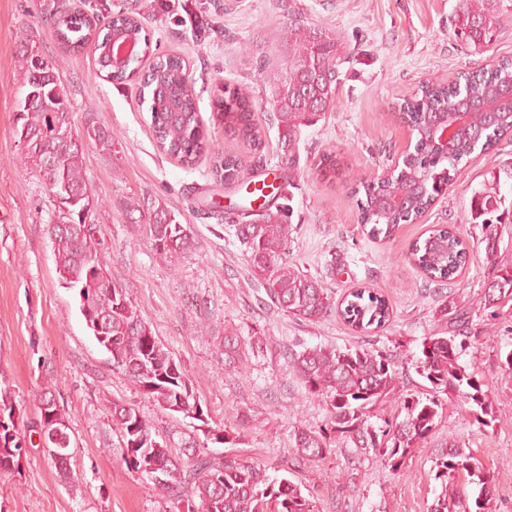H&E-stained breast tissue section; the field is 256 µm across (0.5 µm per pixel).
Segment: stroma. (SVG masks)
Segmentation results:
<instances>
[{
	"instance_id": "obj_1",
	"label": "stroma",
	"mask_w": 512,
	"mask_h": 512,
	"mask_svg": "<svg viewBox=\"0 0 512 512\" xmlns=\"http://www.w3.org/2000/svg\"><path fill=\"white\" fill-rule=\"evenodd\" d=\"M42 0H0V381L8 385L14 420L26 447L19 464L0 475V512H170L140 473L123 461L110 406L119 400L139 408L157 435L194 438L208 453H228L264 464L269 474L291 456L297 425L321 426L323 402L308 398L288 368L293 345L355 344L357 335L338 316L299 322L272 304L246 271L235 235L248 206L245 192L225 194L211 174L209 158L181 163L157 145L138 81L111 83L96 74L93 44L66 50L41 13ZM87 16L118 11L147 14L149 47L144 61L163 53L183 56L197 95L199 117L224 151L240 145L224 134L214 114L218 86L249 91L265 148L251 172L275 168L281 158L271 109V88L259 68L283 67L280 34L289 18L340 30L350 47L342 67L336 105L315 126L303 129L295 178L271 199L292 209L297 230L287 260L319 278L335 300L366 287L387 299L388 324L367 336L388 351L405 390L424 380L410 365L425 336L447 328L438 307L454 298L471 310V345L462 357L483 381L495 407L492 428H479L468 405L453 402L436 433L412 450L398 472L370 452L337 441L325 460L294 469L292 479L316 499L321 512H430L436 497L433 468L449 436L458 437L496 483L493 512H512V371L502 364L512 349V302L490 317L480 305L494 264L512 265V224L499 228L495 259H488L482 231L472 218L471 198L491 184L499 168L512 165V140L473 153L459 165L432 207L386 240L368 237L359 222L352 190L357 181L393 168L408 143V130L394 116L402 99L421 82L447 84L458 74L512 56V30L485 51L456 39L458 0H65ZM36 51L59 75L76 132L93 123L110 129L112 150L83 143L89 192L98 202L91 216L113 281L126 288L154 335L188 374L205 421L156 407L112 365L85 325L72 290L56 271L48 226L58 204L32 167L20 161L14 136L17 103L24 92L19 60ZM335 154L339 173L327 178L323 154ZM127 197H146L191 225L194 247L176 259L156 255L149 238L129 224L121 207ZM453 227L470 247V262L454 280L429 281L406 259L413 243L439 225ZM262 337L246 370L225 368L219 334ZM58 386L68 413L74 483L62 480L31 428L37 421L33 395L47 381ZM248 414L249 430L235 445L211 440L206 424L233 423Z\"/></svg>"
}]
</instances>
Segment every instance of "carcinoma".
<instances>
[{
  "mask_svg": "<svg viewBox=\"0 0 512 512\" xmlns=\"http://www.w3.org/2000/svg\"><path fill=\"white\" fill-rule=\"evenodd\" d=\"M491 2L459 0L454 27L458 40L480 50L499 38L507 18ZM43 15L65 46L75 50L93 42L99 74L107 80L139 78L141 92L149 100L153 136L161 150L188 165L205 154L211 155L213 179L228 190L241 178L246 156L224 153L210 141L199 120L184 57L171 53L157 56L144 70L142 58L135 55L123 68L112 67V40L124 37L144 41V16L118 12L93 20L79 11L63 9L55 0L44 4ZM282 41L288 63L274 77L272 112L278 125L281 158L292 169L302 128L316 124L335 103L338 68L347 59V41L333 29L311 27L302 19L288 23ZM21 62L25 91L14 121L21 159L39 172L52 195L67 208V220L72 222L69 228L53 223L48 229L60 279L65 287L75 290L85 323L110 354L113 366L162 410L205 422L181 364L153 334L126 289L113 282L106 270L101 243L96 239L97 225L91 222L93 204L83 171L80 137L72 123L59 117L66 108L55 67L35 53L21 57ZM511 81L512 57H503L488 68L462 73L448 86L424 83L414 98L404 101L413 150L389 181L362 184L357 206L369 236L386 239L399 225L412 223L453 179L462 160L477 149L487 151L501 139L512 137V124L506 120L491 123L481 112L470 114L468 122L473 132L451 138L445 154L433 149L426 134L430 113L450 112L461 97H473L488 86ZM216 108L227 136L250 152L263 149L261 131L253 119L254 105L245 91L224 87ZM84 134L102 150L112 149V132L106 127L89 125ZM503 174L505 179H494L492 186L475 192L471 199L472 218L480 220L490 257L499 246L498 225L512 224V212L503 208L502 194V188L512 180V166ZM387 194L404 197L406 206L397 210L381 208L379 200ZM123 208L130 216L136 212L147 214L143 229L157 255L175 258L192 250L190 225L179 223L170 209L137 197L123 201ZM293 231L289 216L281 208L265 211L258 224L236 225V236L244 247L252 276L270 301L298 321L315 323L336 311L359 333L383 328L390 319V307L382 296L357 288L337 304L321 280L285 260L284 249ZM408 258L431 280L444 282L465 268L469 250L452 229L442 226L415 242ZM509 301L512 266H504L487 284L484 307L495 317L499 304ZM438 312L448 320V330L425 337L421 355L412 363L427 383L424 392H401L392 355L386 351L365 345L343 350L306 344L289 351L293 374L308 397L325 403L328 418L318 429L305 425L295 428L293 456L283 460V471L288 473L322 460L340 438L353 448L373 451L385 468L395 473L411 449L434 434L451 396L469 405L480 427L493 426L497 416L488 391L460 362L469 348L467 312L454 300L442 304ZM261 343L260 337L245 343L236 331L224 330V364L244 366L249 352ZM391 397L399 400L404 418L371 421L369 410ZM35 401L38 411L55 410L60 418L67 419L65 409L57 405L54 382L42 387ZM13 414L10 390L0 387V473L12 471L23 451L17 438L10 435L15 430ZM111 414L126 451L124 462L147 476L152 489L168 500L175 512H320L301 485L287 477H271L258 462L231 455L213 456L193 445L176 453L171 439L156 438L153 426L140 410L114 401ZM248 425V415L239 414L232 429L218 426L211 435L221 443V434L238 436ZM35 433L42 447L56 448L63 454L55 465L63 477H68L69 428L60 426V435L54 438L39 422ZM434 480L439 482L441 493L430 512H492L493 475L451 433L446 452L435 463Z\"/></svg>",
  "mask_w": 512,
  "mask_h": 512,
  "instance_id": "cac0c4a2",
  "label": "carcinoma"
}]
</instances>
